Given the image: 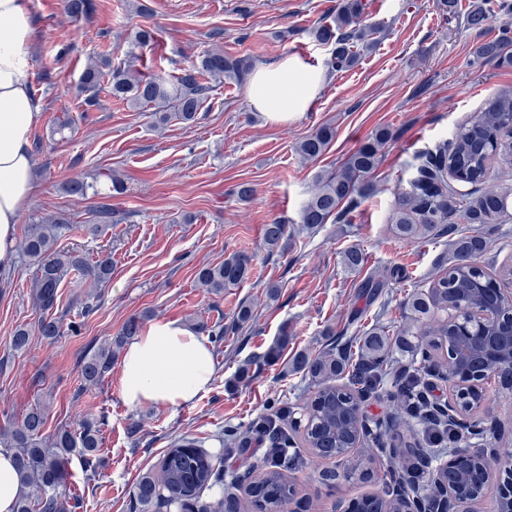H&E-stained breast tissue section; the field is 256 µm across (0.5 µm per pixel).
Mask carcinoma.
Wrapping results in <instances>:
<instances>
[{
  "label": "carcinoma",
  "instance_id": "obj_1",
  "mask_svg": "<svg viewBox=\"0 0 512 512\" xmlns=\"http://www.w3.org/2000/svg\"><path fill=\"white\" fill-rule=\"evenodd\" d=\"M67 12L75 17H87L93 11V0H65ZM498 12L508 18L497 36L476 44L471 64L481 67L494 63L512 66V0H481L466 14V24L474 30L485 27L489 15ZM363 0H336L332 22L314 27L311 34L316 42L332 46L326 66L329 72L354 67L359 61L356 48L374 46L375 28L363 21ZM154 35L150 28L137 26L127 38L128 54L136 58L137 51L148 47ZM255 67L250 56L230 55L214 49L200 56L179 73L163 77H146L130 66H114L107 58L87 65L81 75L80 91L87 103L94 105L101 91L128 103L134 108H149L156 122L173 120L193 123L210 93L224 83H246ZM393 137L387 127H381L336 171L315 176L314 189L303 203L299 223L309 228L347 221L360 200L374 192L371 176L377 169L382 150ZM335 129L323 125L304 137L296 147L306 161L320 159L330 148ZM494 160L512 165V92L496 93L488 108L477 112L462 123L452 139L424 156L418 177L410 187L396 196L389 216L390 230L400 241L433 239L444 234L448 218L458 213L470 232L450 242L448 269L438 275L427 291L414 292L408 304L411 316L396 330L395 335L383 334L377 328L362 331L358 341V360L352 372L349 362L326 353L317 356L302 354L295 359V368L304 372L317 386L314 400L307 404L308 424L304 428L307 454L323 460L338 458L345 463L347 477L364 480L370 476L377 459L386 453L382 424L370 427L361 418L357 397L377 394L392 385L396 387L401 409L421 385L417 374L401 375L399 361L393 357L391 345H405L420 356L426 365L433 353L442 354L441 369L448 375L459 373L467 354L462 347L470 345L474 336H494L505 333L494 321H464L461 329L448 323V305L467 308H491L494 296L490 276L476 260L486 253L488 242L482 225L512 220L511 192L478 189L488 178ZM475 187V192L463 194L448 184V179ZM72 196L98 194L96 182L74 177L64 184ZM70 227L63 214L50 216L37 224L28 225L22 239L21 252L35 267L30 288L35 306L41 311L37 324L40 335L53 338L60 334L61 323L53 315L57 308L59 288L65 276L75 271L93 286L112 275L110 258L95 262L58 246V240ZM267 251L273 253L286 247L288 225L275 221L265 225ZM251 258L233 254L218 265H205L196 272L199 285L210 292L221 293L238 287L248 276ZM140 320L130 318L117 336L88 355L81 366L85 383L96 385L112 371V365L125 339L137 335ZM487 369L503 378L512 377V346H504L498 355L481 360ZM345 379L347 383L336 384ZM46 411L41 406L31 408L20 425L0 429V444L13 454L19 478V493L15 512H66L70 504L60 498L59 488L66 482L68 465L78 461L86 471H95L100 446V426L86 420L81 431L61 429L51 436L44 435ZM257 432L272 448H288V430L272 418L257 424ZM390 466L381 492L357 501V512H400L404 491L400 473L419 463L430 466L427 449L414 448L405 456L389 453ZM299 455L285 454L284 459L271 465L248 488L251 507L255 512H274L287 504L293 494L288 484V471L296 468ZM433 481L451 482L464 502H477L482 497L483 478L475 466L461 475L441 470ZM224 483L213 456L194 440L174 446L162 458L159 471L142 474L133 488V496L141 512H161L173 504L183 512H241L242 503L227 491L217 501L203 498V492Z\"/></svg>",
  "mask_w": 512,
  "mask_h": 512
}]
</instances>
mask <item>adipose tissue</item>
I'll return each instance as SVG.
<instances>
[{
    "label": "adipose tissue",
    "mask_w": 512,
    "mask_h": 512,
    "mask_svg": "<svg viewBox=\"0 0 512 512\" xmlns=\"http://www.w3.org/2000/svg\"><path fill=\"white\" fill-rule=\"evenodd\" d=\"M36 36L26 0H0V266L14 258L19 215L36 190L30 132L43 110L31 91L28 48ZM321 69L286 57L250 79L249 104L270 123L307 111ZM216 373L207 344L179 322L158 319L131 342L121 363V395L131 407H179L210 391Z\"/></svg>",
    "instance_id": "1"
}]
</instances>
